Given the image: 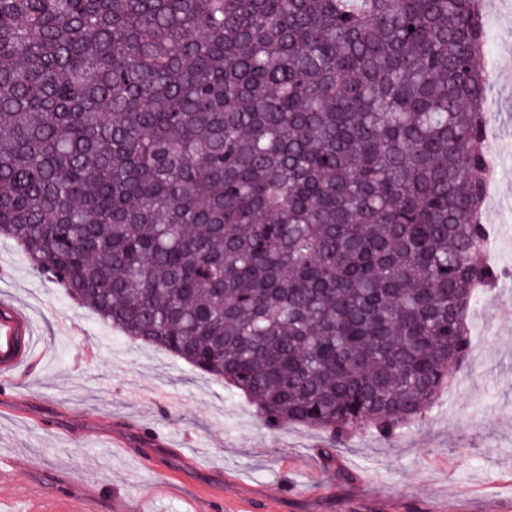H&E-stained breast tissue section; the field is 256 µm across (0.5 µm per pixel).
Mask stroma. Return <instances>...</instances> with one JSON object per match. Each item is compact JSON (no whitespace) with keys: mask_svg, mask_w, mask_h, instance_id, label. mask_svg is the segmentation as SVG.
Returning <instances> with one entry per match:
<instances>
[{"mask_svg":"<svg viewBox=\"0 0 512 512\" xmlns=\"http://www.w3.org/2000/svg\"><path fill=\"white\" fill-rule=\"evenodd\" d=\"M489 142L512 163V0H485ZM485 221L493 264L512 267V178L497 176ZM470 354L427 415L389 440L363 427L333 440L303 424L271 429L250 403L168 352L130 341L31 269L0 237V512H38L42 487L64 512H225L256 494L262 512H347L379 490V512H489L512 498V278L481 292ZM157 432L159 441L146 438ZM122 437L125 448L112 447Z\"/></svg>","mask_w":512,"mask_h":512,"instance_id":"obj_1","label":"stroma"}]
</instances>
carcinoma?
<instances>
[{
	"mask_svg": "<svg viewBox=\"0 0 512 512\" xmlns=\"http://www.w3.org/2000/svg\"><path fill=\"white\" fill-rule=\"evenodd\" d=\"M479 0H0V236L264 424L390 439L469 351Z\"/></svg>",
	"mask_w": 512,
	"mask_h": 512,
	"instance_id": "obj_1",
	"label": "carcinoma"
}]
</instances>
